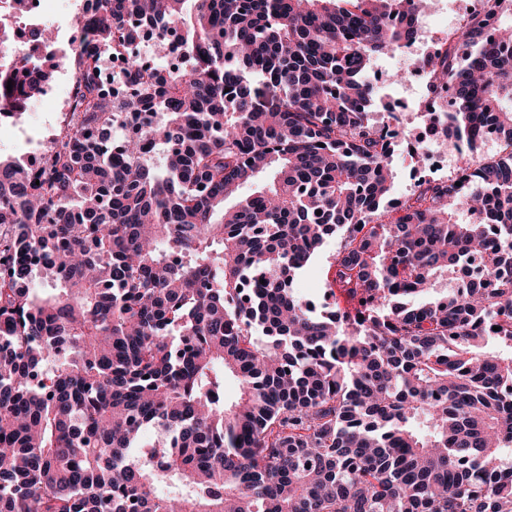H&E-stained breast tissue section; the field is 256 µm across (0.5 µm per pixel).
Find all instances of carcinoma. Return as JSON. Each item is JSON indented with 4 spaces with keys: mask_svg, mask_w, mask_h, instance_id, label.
Returning <instances> with one entry per match:
<instances>
[{
    "mask_svg": "<svg viewBox=\"0 0 512 512\" xmlns=\"http://www.w3.org/2000/svg\"><path fill=\"white\" fill-rule=\"evenodd\" d=\"M417 2L77 16L93 39L66 143L39 179L0 159V512H512V30L475 17L431 58L448 148L490 124L505 154L392 204L371 70L413 38ZM130 15L191 67L133 60L115 103L97 47L140 39ZM47 78L13 72L7 105ZM147 113L123 157L103 148L114 117ZM334 233L352 313L294 288ZM475 259L485 281L430 295Z\"/></svg>",
    "mask_w": 512,
    "mask_h": 512,
    "instance_id": "cac0c4a2",
    "label": "carcinoma"
}]
</instances>
